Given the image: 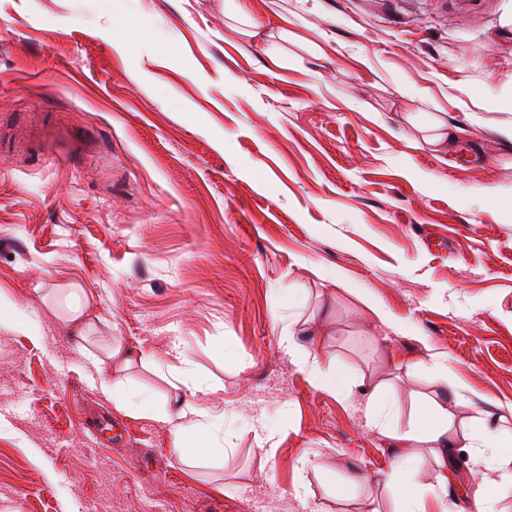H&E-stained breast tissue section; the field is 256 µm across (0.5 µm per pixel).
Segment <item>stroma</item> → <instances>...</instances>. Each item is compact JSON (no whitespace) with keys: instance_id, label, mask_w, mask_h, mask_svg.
I'll list each match as a JSON object with an SVG mask.
<instances>
[{"instance_id":"obj_1","label":"stroma","mask_w":512,"mask_h":512,"mask_svg":"<svg viewBox=\"0 0 512 512\" xmlns=\"http://www.w3.org/2000/svg\"><path fill=\"white\" fill-rule=\"evenodd\" d=\"M256 6L265 34L288 28L287 67L231 31L224 0H0V289L41 330L0 327V512H391L374 478L395 445L362 390L291 364L298 320L323 365L391 380L400 425L448 378L512 413V213L468 194L512 202V0ZM408 109L463 127L452 159L407 148ZM74 289L83 346L52 310ZM109 343L147 357L118 378L154 414L103 392L86 353ZM180 352L189 401L231 441L192 473L161 418ZM356 470L371 483L337 499ZM306 327L296 321L288 329V336L281 338V345L286 354L301 371H303L310 384L320 390L332 391L343 398L349 397L353 389L359 385L364 386L363 380L342 381L337 378L335 371L325 368L312 351L302 342L301 336H307Z\"/></svg>"}]
</instances>
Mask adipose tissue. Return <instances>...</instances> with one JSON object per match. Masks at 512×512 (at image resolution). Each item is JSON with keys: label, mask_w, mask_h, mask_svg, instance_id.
Returning <instances> with one entry per match:
<instances>
[{"label": "adipose tissue", "mask_w": 512, "mask_h": 512, "mask_svg": "<svg viewBox=\"0 0 512 512\" xmlns=\"http://www.w3.org/2000/svg\"><path fill=\"white\" fill-rule=\"evenodd\" d=\"M406 119L416 132L415 138L409 141L411 147L428 145L444 152L455 149L457 129L448 124L443 113L411 112ZM304 334V326L296 323L289 328L287 336L281 339V345L292 363L306 374L313 387L337 393L344 398L349 397L355 387L354 382L340 380L335 372L325 368L304 345ZM90 360L102 371V389L111 396L117 409L123 410L136 403L148 407L149 398H136L111 380L113 371L143 362L141 353L111 346L103 355H91ZM389 386L386 380L374 381L370 386L372 396L367 400L366 412L371 425L395 441L398 447L427 449L437 468L434 483L412 490L407 486V460L402 456L397 457L392 469L378 478L384 486L400 490L394 512H427L428 499L445 500L448 496L449 473L458 453H466L473 465L483 466L487 463L489 450L512 447V431H507L502 425L501 416L490 410L480 411L475 426L463 438H456L453 415L449 414L446 403L434 397L426 399L421 406L424 421L412 423L405 428L399 427L390 419L385 403L374 398L375 393L387 390ZM200 416V411L186 402L177 403L163 415L175 437L179 458L190 469L195 468L199 461L216 458L224 453L223 444L209 435Z\"/></svg>", "instance_id": "obj_1"}]
</instances>
